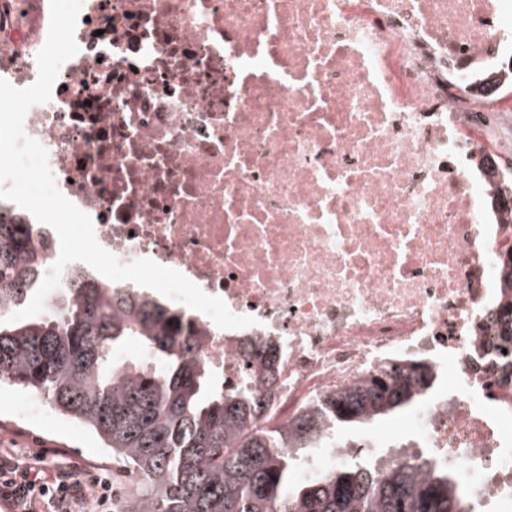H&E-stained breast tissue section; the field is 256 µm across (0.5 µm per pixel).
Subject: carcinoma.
<instances>
[{"label":"carcinoma","instance_id":"cac0c4a2","mask_svg":"<svg viewBox=\"0 0 512 512\" xmlns=\"http://www.w3.org/2000/svg\"><path fill=\"white\" fill-rule=\"evenodd\" d=\"M491 210L512 204V168L487 181ZM497 336L512 348V258L499 259ZM45 272L27 224L0 211V382L42 394L139 477L125 512H475L446 470L416 459L380 471L364 458L301 480L296 462L344 428L412 405L435 377L393 368L296 416L264 422L266 397L223 387L200 353L204 331L163 304L77 277L39 316L5 323ZM151 365L116 352L128 341Z\"/></svg>","mask_w":512,"mask_h":512}]
</instances>
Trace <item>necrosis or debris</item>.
I'll return each instance as SVG.
<instances>
[{"label": "necrosis or debris", "mask_w": 512, "mask_h": 512, "mask_svg": "<svg viewBox=\"0 0 512 512\" xmlns=\"http://www.w3.org/2000/svg\"><path fill=\"white\" fill-rule=\"evenodd\" d=\"M49 23V0H0L1 79L35 82ZM74 37L24 131L104 249L255 318L190 312L225 386L251 377L286 425L381 369L434 371L405 418L299 477L427 458L512 512V365L492 348L512 225L487 223L470 164L512 0H81Z\"/></svg>", "instance_id": "obj_1"}]
</instances>
